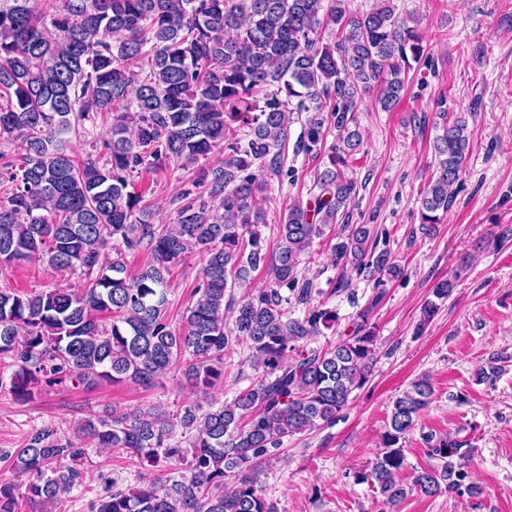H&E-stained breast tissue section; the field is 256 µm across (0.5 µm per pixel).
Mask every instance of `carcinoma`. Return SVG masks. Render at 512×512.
Here are the masks:
<instances>
[{
	"mask_svg": "<svg viewBox=\"0 0 512 512\" xmlns=\"http://www.w3.org/2000/svg\"><path fill=\"white\" fill-rule=\"evenodd\" d=\"M423 56L415 18L398 14L394 0H375L362 13L347 0H0V136L22 138L17 157L0 153V272L38 260L87 281L26 296L0 288V361L15 367L11 394L29 401L61 384L153 387L177 363L192 386L212 389L239 341L248 343L256 372L232 401L204 412L157 405L79 422L77 439L155 470L128 490L105 480L91 512H277L259 484L261 465L284 439L334 423L376 361L368 307L351 335L325 350L304 349L336 326L338 314L312 303L297 268L314 239L336 225V266L369 274L376 288L402 276L386 231L339 219L357 193L348 169L363 148L359 100L370 94L378 110L393 111L411 63ZM108 112L112 124L101 132ZM302 112L299 149L327 161L314 177L316 192L285 206L271 253L262 232L265 176L281 174L288 128ZM439 119L420 194V229L429 237L471 153L466 114L444 109ZM329 125L336 144L327 151ZM75 127L101 142L103 156L82 158L68 146ZM218 148L223 165L199 164ZM166 162L196 169L173 198L177 222L159 227L131 176ZM141 246L152 262L131 276L123 249ZM194 250L203 265L176 327L167 314L168 276ZM261 268L267 285L236 300L233 288ZM454 288L451 280L435 284L418 328ZM286 290L305 306L303 316H288ZM498 362L480 365L477 380L493 384ZM433 394L421 377L393 400L383 450L354 474L392 507L414 492L477 491L464 484L471 449L446 435H424L436 463L409 484L399 479L407 466L400 441ZM178 426L184 441L175 438ZM5 458L26 476L22 490L0 483V512H15L20 497L53 505L80 486L87 452L44 424ZM174 465L182 467L176 478ZM231 472L234 481L224 483Z\"/></svg>",
	"mask_w": 512,
	"mask_h": 512,
	"instance_id": "cac0c4a2",
	"label": "carcinoma"
}]
</instances>
